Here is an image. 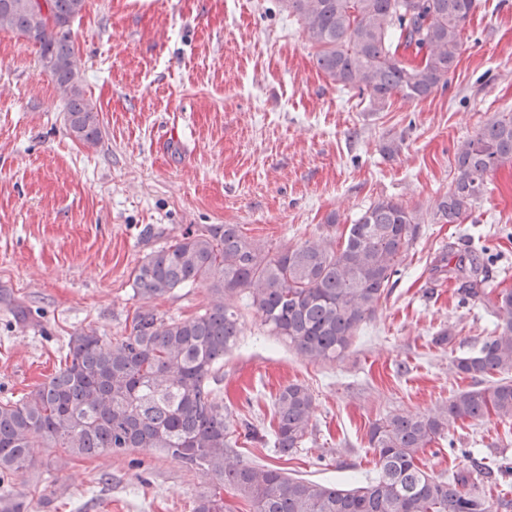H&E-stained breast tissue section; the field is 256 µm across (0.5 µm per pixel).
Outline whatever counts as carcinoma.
<instances>
[{
  "label": "carcinoma",
  "mask_w": 512,
  "mask_h": 512,
  "mask_svg": "<svg viewBox=\"0 0 512 512\" xmlns=\"http://www.w3.org/2000/svg\"><path fill=\"white\" fill-rule=\"evenodd\" d=\"M46 2L56 26L39 19L32 0H0V30L39 46L42 67L66 101L69 134L95 147L98 113L82 95L71 34L86 0ZM283 6L297 17L325 77L381 108L394 97L425 99L448 84L477 0H283ZM507 164L512 113L457 146L433 220L457 224L470 215L490 174ZM423 223L417 210L380 198L338 238L332 215L326 232L295 246L268 248L237 224H205L151 251L135 268L140 304L128 333L109 341L94 330L74 333L52 375L18 399L0 400V485L35 468L36 448H63L71 459L158 448L209 482L194 512H224L225 491L243 499L248 512H512V499L488 494L512 476V463L491 466L469 454V463L445 475L427 469L422 458L460 421L512 420V289L485 288L482 252L458 256L450 247L441 257L462 278L461 301L490 308L496 318L481 346L452 366L458 374L503 378L459 391L433 410L392 412L372 423L375 475L356 487L241 460L237 429L211 386L240 336L241 296L303 359H340L388 295ZM191 286L208 290L203 310L188 319L158 311L155 300ZM313 413L306 386L279 390L272 436L280 455L302 447ZM49 505L30 491H0V512H41Z\"/></svg>",
  "instance_id": "1"
}]
</instances>
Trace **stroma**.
Returning <instances> with one entry per match:
<instances>
[{
	"label": "stroma",
	"mask_w": 512,
	"mask_h": 512,
	"mask_svg": "<svg viewBox=\"0 0 512 512\" xmlns=\"http://www.w3.org/2000/svg\"><path fill=\"white\" fill-rule=\"evenodd\" d=\"M72 31L102 130L91 150L68 134L38 46L0 31V399L52 374L73 333L124 334L135 267L187 225L237 224L276 248L318 236L333 213L352 223L382 197L430 212L457 145L512 113V0H478L446 88L382 108L325 79L281 0H87ZM392 138L402 151L387 160ZM450 244L484 250L488 286L512 288V165L461 223L423 224L341 360L308 363L239 299L242 336L218 388L234 420L259 433L239 440L245 460L347 488L373 473V422L474 385L452 360L479 348L493 318L461 303L456 279L436 269ZM448 327L452 343L432 344ZM291 382L315 398L313 427L281 456L265 438L272 401ZM438 447L424 457L436 472L468 449L512 459V422H458ZM40 487L50 512H193L204 485L143 448L44 470Z\"/></svg>",
	"instance_id": "1"
}]
</instances>
